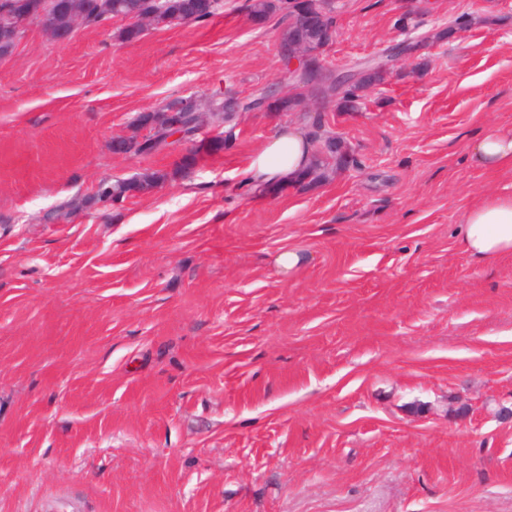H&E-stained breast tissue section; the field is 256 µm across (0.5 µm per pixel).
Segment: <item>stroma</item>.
<instances>
[{"label": "stroma", "mask_w": 512, "mask_h": 512, "mask_svg": "<svg viewBox=\"0 0 512 512\" xmlns=\"http://www.w3.org/2000/svg\"><path fill=\"white\" fill-rule=\"evenodd\" d=\"M407 12L339 0L331 66L431 41L321 106L347 166L262 196L249 156L304 113L240 114L175 180L93 200L189 151L115 153L141 113L289 94L246 0L133 42L33 26L0 61V512H512V254L461 232L512 188L467 156L512 129V0Z\"/></svg>", "instance_id": "stroma-1"}]
</instances>
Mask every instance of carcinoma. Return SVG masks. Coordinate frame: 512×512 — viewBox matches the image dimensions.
<instances>
[{
	"instance_id": "carcinoma-1",
	"label": "carcinoma",
	"mask_w": 512,
	"mask_h": 512,
	"mask_svg": "<svg viewBox=\"0 0 512 512\" xmlns=\"http://www.w3.org/2000/svg\"><path fill=\"white\" fill-rule=\"evenodd\" d=\"M8 6L16 15H32V23L40 24L55 40H64L72 34V23L69 13L77 12L84 18L98 22L117 18L124 22L118 32L123 42L138 40L142 30L135 19L144 13L154 14V24L180 26L197 22L219 12L217 7H208L206 0H0V7ZM248 11L256 21H264L272 14H281L279 24L282 25L281 40L314 44L320 42L328 31H336V17L331 0H249ZM333 69L322 60L313 59L311 67L306 71L307 82L322 84L329 79ZM384 70L376 69L351 83L336 95L335 102L342 110L355 107L363 97V93L371 86L381 82ZM266 100V109L288 112L297 107L294 97L277 98L270 89L256 94ZM239 102L230 96L225 99L213 100L207 111L214 113L220 123L226 121L229 128H234ZM193 109L184 105V99H174L158 110L144 112L139 117L140 125L149 131L163 132L168 136L175 133L174 125L181 126L186 133L184 141L193 142L194 131ZM309 134L320 144L313 162L296 177V183L305 184L319 181L326 177V170L331 165L339 166L345 162V154L336 147V138L323 130L322 122L313 119ZM114 150L129 155H150L160 151L158 143L150 136L143 138L129 137L114 146ZM201 146H196L182 155L172 171H144L129 180L105 181L100 185L96 200L103 204L120 202L130 196L153 190L179 173L194 167L200 156Z\"/></svg>"
}]
</instances>
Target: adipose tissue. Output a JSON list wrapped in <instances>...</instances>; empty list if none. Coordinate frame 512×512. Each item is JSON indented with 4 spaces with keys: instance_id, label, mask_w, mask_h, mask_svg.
I'll use <instances>...</instances> for the list:
<instances>
[{
    "instance_id": "ef3b65f1",
    "label": "adipose tissue",
    "mask_w": 512,
    "mask_h": 512,
    "mask_svg": "<svg viewBox=\"0 0 512 512\" xmlns=\"http://www.w3.org/2000/svg\"><path fill=\"white\" fill-rule=\"evenodd\" d=\"M471 160L486 171L512 167V130L494 128L469 145ZM314 155L313 143L296 127L269 136L251 156L245 169L254 192L290 180L304 170ZM463 243L474 257L491 260L512 253V190L493 191L471 207L462 223Z\"/></svg>"
}]
</instances>
